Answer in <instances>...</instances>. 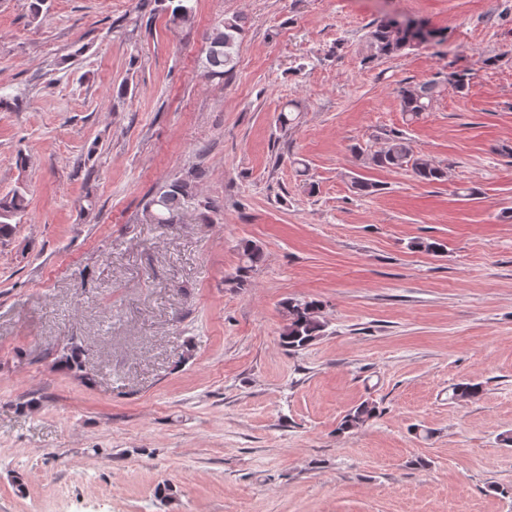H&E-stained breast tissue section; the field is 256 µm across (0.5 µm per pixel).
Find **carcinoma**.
Returning <instances> with one entry per match:
<instances>
[{"mask_svg":"<svg viewBox=\"0 0 512 512\" xmlns=\"http://www.w3.org/2000/svg\"><path fill=\"white\" fill-rule=\"evenodd\" d=\"M166 10L170 12L171 22L180 27L188 24L195 12V0H166ZM243 31L241 19L232 17L222 19L210 27L205 33L209 48L202 66L208 77L224 79L233 73L237 66L236 44ZM372 47L378 56H390L409 49L425 41L421 29L413 24L397 22L375 26L369 32ZM472 79L468 70H455L444 79H432L412 88L402 87L398 90L402 111L408 121H415L430 109L433 101L439 96L442 84L448 83L457 89H464ZM387 146L384 150L365 153L361 146L352 151L359 156H366L370 164L388 169H402L411 166L416 177L426 183H434L446 177V171L424 155L413 156L404 133L390 130L386 133ZM200 178L197 172L185 178L174 179L160 186L148 201L145 212L149 222L154 224H175L180 220L184 210L193 204L201 214L214 209L213 202L208 198H200L194 193L193 180ZM25 187L16 186L12 192L0 197V239L10 236L14 230L13 221L20 217L27 207ZM244 266L241 272L248 273L263 260V250L253 241L241 245ZM287 311L285 324L280 341L282 346L293 352L306 348L309 344L325 335L326 321L321 316L322 304L318 301L289 300L284 304ZM57 363L75 373L82 380L90 379L84 349L79 345L63 348ZM482 392V386L472 381H463L453 385L451 399L454 401H470ZM381 414L374 402L365 400L351 408L343 417L338 432L345 433L364 426Z\"/></svg>","mask_w":512,"mask_h":512,"instance_id":"carcinoma-1","label":"carcinoma"}]
</instances>
